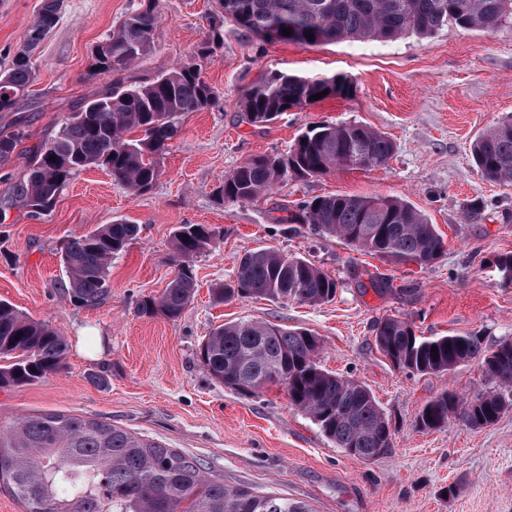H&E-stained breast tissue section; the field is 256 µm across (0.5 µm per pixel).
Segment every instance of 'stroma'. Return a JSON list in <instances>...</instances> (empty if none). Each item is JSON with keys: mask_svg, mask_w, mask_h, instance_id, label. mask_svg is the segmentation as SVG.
<instances>
[{"mask_svg": "<svg viewBox=\"0 0 512 512\" xmlns=\"http://www.w3.org/2000/svg\"><path fill=\"white\" fill-rule=\"evenodd\" d=\"M141 0H60L56 26L32 55L36 79L17 112H0V130L17 115L28 135L0 166V300L57 329L68 342L66 366L22 387L0 388V423L20 415L61 413L100 418L200 460L230 487L276 492L312 512H512V411L488 428L458 420L425 431L423 407L443 391L473 395L487 388L480 359L445 374L394 367L375 347L373 326L387 317L417 335L471 333L486 349L512 339V282L496 266L512 253V187L484 180L470 146L512 114V28L496 33L448 26L386 44H268L224 25V44L204 76L220 104L181 119L161 157V175L134 195L106 171L76 175L40 218L11 202L28 174L34 147L58 132L66 116L110 82L90 72L91 54ZM43 0H0V71L8 68ZM217 0H159L162 23L153 51L126 73L149 81L192 63ZM342 73L356 87L285 113L267 125L246 122L236 103L260 76ZM356 122L385 133L396 150L380 167H343L291 179L257 201L227 204L224 175L246 159L287 153L306 127ZM400 197L422 210L444 237L446 254L420 267L392 265L308 225L288 223L306 200L327 195ZM126 220L137 239L113 259L109 291L94 306L67 288L61 253L98 225ZM182 224L219 230L197 256V292L174 320L136 312L138 299L159 295L173 278L172 234ZM272 247L303 257L335 276V299L316 306L263 299L216 303L247 251ZM263 321L302 327L321 338L324 368L365 384L390 418L392 446L365 462L343 453L284 389L243 393L217 383L199 346L212 327Z\"/></svg>", "mask_w": 512, "mask_h": 512, "instance_id": "35a3bbf8", "label": "stroma"}]
</instances>
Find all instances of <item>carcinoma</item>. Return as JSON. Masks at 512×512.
I'll list each match as a JSON object with an SVG mask.
<instances>
[{
    "mask_svg": "<svg viewBox=\"0 0 512 512\" xmlns=\"http://www.w3.org/2000/svg\"><path fill=\"white\" fill-rule=\"evenodd\" d=\"M59 8L60 0H44L11 65L0 71V112L12 110L33 83L31 54L56 25ZM160 21L158 0H143L106 36L109 49L92 54L91 71L115 79L69 113L59 132L38 147L17 190L31 215L50 211L71 179L90 167L107 171L135 194L149 191L161 175L159 157L179 133L180 117L220 101L204 68L224 40L227 21L268 43L390 42L406 34L427 36L450 23L489 32L511 27L512 0H219L194 64L125 86L117 75L154 48ZM284 28L291 34H283ZM325 90L329 98L355 93L343 74L272 71L249 87L239 108L248 123L264 125L315 104L311 96ZM25 138L21 123L0 133V166L11 161ZM394 152L387 135L361 124H318L301 133L286 154L247 159L224 176L218 193L226 203H249L290 178L319 177L338 167L381 166ZM471 154L484 180L511 187L512 116L481 133ZM288 223L308 224L395 264L428 266L445 255L436 225L398 197L319 196L303 203ZM137 232V225L121 220L69 242L63 266L74 299L84 305L102 300L112 260ZM215 236L202 224L175 229V276L159 296L139 301L141 316L181 315L197 286L192 262ZM338 287L337 278L308 260L264 248L244 254L235 281L214 289V296L218 302L236 296L315 306L334 299ZM374 332L376 349L412 374L446 373L481 358L490 387L470 399L448 391L438 395L419 413L422 429L439 431L451 416L472 429L487 428L512 410V341L489 351L472 335L418 336L408 322L394 317L377 323ZM319 349V337L307 329L247 321L212 328L199 357L226 387L248 392L282 386L288 402L336 447L373 461L391 447L390 420L366 385L324 369L317 361ZM67 351V340L56 329L0 300L1 389L59 371ZM0 485L24 512H311L308 504L275 492L226 487L224 478L209 473L197 458L106 420L56 413L22 415L0 425Z\"/></svg>",
    "mask_w": 512,
    "mask_h": 512,
    "instance_id": "obj_1",
    "label": "carcinoma"
}]
</instances>
